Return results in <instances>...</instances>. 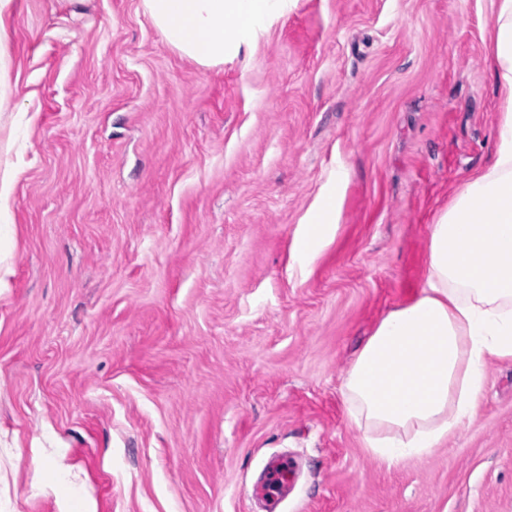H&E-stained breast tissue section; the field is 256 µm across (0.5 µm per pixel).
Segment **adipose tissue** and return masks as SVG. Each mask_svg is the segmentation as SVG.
Segmentation results:
<instances>
[{
	"label": "adipose tissue",
	"instance_id": "ef3b65f1",
	"mask_svg": "<svg viewBox=\"0 0 512 512\" xmlns=\"http://www.w3.org/2000/svg\"><path fill=\"white\" fill-rule=\"evenodd\" d=\"M166 43L199 66L251 45L291 0H142ZM502 99L491 165L456 188L429 228L425 283L377 323L345 370L341 393L365 450L387 467L431 455L478 410L489 359H512V0L492 33ZM346 168L331 175L300 236L312 263L335 230Z\"/></svg>",
	"mask_w": 512,
	"mask_h": 512
}]
</instances>
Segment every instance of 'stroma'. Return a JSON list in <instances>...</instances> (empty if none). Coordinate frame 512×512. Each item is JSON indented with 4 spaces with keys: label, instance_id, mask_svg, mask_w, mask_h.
<instances>
[{
    "label": "stroma",
    "instance_id": "1",
    "mask_svg": "<svg viewBox=\"0 0 512 512\" xmlns=\"http://www.w3.org/2000/svg\"><path fill=\"white\" fill-rule=\"evenodd\" d=\"M496 0H298L204 68L141 0H14L0 512H512V360L432 455L362 448L341 377L493 153ZM338 228L296 235L338 166ZM295 478L296 468L293 465L274 458L268 463L264 481L255 489V497L268 504V512H275L281 496L293 487Z\"/></svg>",
    "mask_w": 512,
    "mask_h": 512
}]
</instances>
